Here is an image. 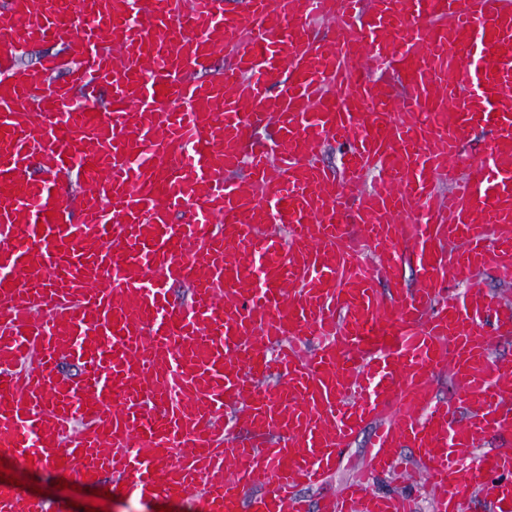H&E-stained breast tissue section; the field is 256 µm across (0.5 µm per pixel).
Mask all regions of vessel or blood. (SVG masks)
Segmentation results:
<instances>
[{"label": "vessel or blood", "instance_id": "obj_1", "mask_svg": "<svg viewBox=\"0 0 512 512\" xmlns=\"http://www.w3.org/2000/svg\"><path fill=\"white\" fill-rule=\"evenodd\" d=\"M23 3L0 0V457L195 512H412L367 479L407 450L435 512H512V300L487 285L512 282V0ZM39 43L67 54L17 68ZM364 432L367 474L327 491ZM0 512L68 510L0 481Z\"/></svg>", "mask_w": 512, "mask_h": 512}]
</instances>
